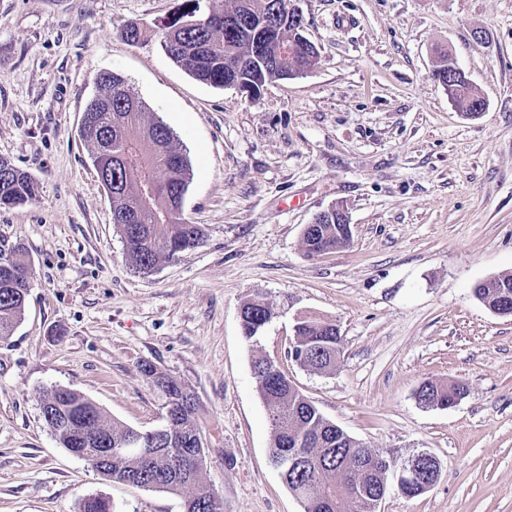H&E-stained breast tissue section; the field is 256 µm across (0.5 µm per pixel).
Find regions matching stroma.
<instances>
[{
  "label": "stroma",
  "mask_w": 512,
  "mask_h": 512,
  "mask_svg": "<svg viewBox=\"0 0 512 512\" xmlns=\"http://www.w3.org/2000/svg\"><path fill=\"white\" fill-rule=\"evenodd\" d=\"M182 2L0 0V156L41 187L0 208V255L23 250L31 271L0 337V512H79L90 496L184 512V495L103 477L42 416L64 386L118 426H161L146 362L194 392L224 512H303L271 460L261 355L363 446L437 457L430 491L389 492L381 512H512V318L473 293L512 271V0H296L320 62L252 100L195 79L159 37L126 43L127 22L155 28ZM446 49L479 114L436 78ZM101 72L125 79L192 167L183 214L205 237L149 275L131 267L80 135ZM339 204L349 244L308 257L304 226ZM257 292L278 314L249 340L240 307ZM310 316L340 329L333 372L287 356ZM429 380L466 392L425 407Z\"/></svg>",
  "instance_id": "35a3bbf8"
}]
</instances>
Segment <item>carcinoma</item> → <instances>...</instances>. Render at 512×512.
Returning <instances> with one entry per match:
<instances>
[{
  "instance_id": "cac0c4a2",
  "label": "carcinoma",
  "mask_w": 512,
  "mask_h": 512,
  "mask_svg": "<svg viewBox=\"0 0 512 512\" xmlns=\"http://www.w3.org/2000/svg\"><path fill=\"white\" fill-rule=\"evenodd\" d=\"M205 16H199L200 0H185L184 6L160 25L161 46L166 54L198 80L215 87L232 79L255 88L286 79L304 69H313L320 55L301 47L293 53L261 45V22L279 20L286 31L288 5L278 0H209ZM125 41L137 46L148 40V32L135 21L123 30ZM448 86V96L456 107L473 114L484 106L479 91L465 78L451 58H443L436 71ZM97 94L86 109L96 132L85 140L92 147V164L112 205V223L125 242V250L136 273L149 275L162 264L196 247L205 236L202 224H193L183 214L182 201L190 179L191 166L173 131L150 112L125 80L114 72L96 76ZM40 184L10 160L0 157V203L12 206L35 200ZM346 244L340 225L331 219L319 224L305 242L307 254L325 253ZM11 261L18 268L15 278L0 273V336L12 333L22 319L26 302L20 290L30 287L29 265L22 253ZM512 292V273L507 272L474 288L486 306H499L504 294ZM265 295L255 294L241 308L243 334L251 340L273 319L276 307L263 303ZM342 338L336 323L311 317L296 327L293 341L297 365L328 373L336 369ZM258 392L271 409V455L300 448L309 461L307 467L283 472L289 490L301 501L303 512H374L373 500L382 492L383 471L378 470L357 489L352 464L368 462L375 452L349 435L336 431V424L288 379L275 361L257 357L252 363ZM148 383L162 393L163 409H173L174 427L156 438L147 432L119 427L109 422L89 398L65 387H55L42 405L65 413L74 420L70 428L58 420H46L57 442L69 449L79 436L89 440L87 460L98 467L97 440L106 436L112 447L126 448L141 436L140 449L125 452L108 469L110 480L136 487L180 494L189 490L186 512H224V500L211 487L203 464L189 476H175L180 464L179 449L189 447V438L201 434L198 404L193 391L151 362L141 365ZM465 391L460 382L422 383L416 397L425 406L446 408L448 401Z\"/></svg>"
}]
</instances>
